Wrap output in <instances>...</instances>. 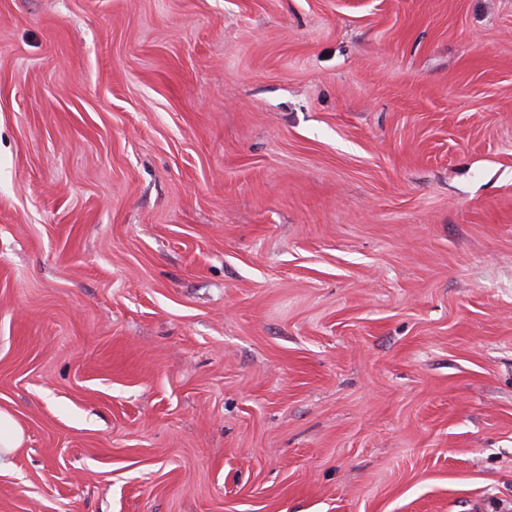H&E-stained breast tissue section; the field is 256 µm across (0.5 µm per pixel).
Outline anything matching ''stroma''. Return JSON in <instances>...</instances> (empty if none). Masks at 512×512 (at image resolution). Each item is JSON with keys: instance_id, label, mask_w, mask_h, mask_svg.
Returning a JSON list of instances; mask_svg holds the SVG:
<instances>
[{"instance_id": "35a3bbf8", "label": "stroma", "mask_w": 512, "mask_h": 512, "mask_svg": "<svg viewBox=\"0 0 512 512\" xmlns=\"http://www.w3.org/2000/svg\"><path fill=\"white\" fill-rule=\"evenodd\" d=\"M0 512H512V0H0ZM24 441V430L10 410L0 408V474L15 467L16 452Z\"/></svg>"}]
</instances>
